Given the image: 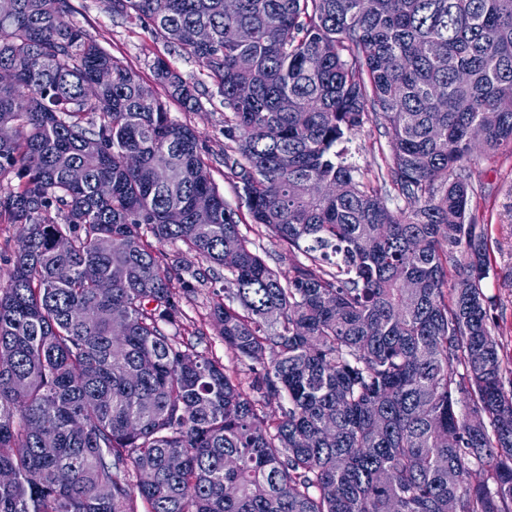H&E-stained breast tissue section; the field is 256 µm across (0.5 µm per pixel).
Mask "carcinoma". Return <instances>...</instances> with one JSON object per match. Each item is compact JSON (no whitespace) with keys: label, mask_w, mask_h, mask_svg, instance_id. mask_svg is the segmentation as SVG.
<instances>
[{"label":"carcinoma","mask_w":512,"mask_h":512,"mask_svg":"<svg viewBox=\"0 0 512 512\" xmlns=\"http://www.w3.org/2000/svg\"><path fill=\"white\" fill-rule=\"evenodd\" d=\"M8 3L0 223L20 232L0 285V512H512V367L464 166L486 112L485 153L512 145V0H107L215 81L241 203L306 258L286 274L168 111L198 106L193 84L158 57L160 97L66 21L70 0ZM373 120L391 147L376 186L336 151ZM228 240L210 318L258 400L203 336L166 332ZM165 244L209 263L180 293Z\"/></svg>","instance_id":"1"}]
</instances>
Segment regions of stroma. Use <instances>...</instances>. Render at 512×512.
<instances>
[{"label": "stroma", "mask_w": 512, "mask_h": 512, "mask_svg": "<svg viewBox=\"0 0 512 512\" xmlns=\"http://www.w3.org/2000/svg\"><path fill=\"white\" fill-rule=\"evenodd\" d=\"M70 4L69 22L132 67L145 82H153L152 62L161 57L196 85L199 108L188 111L172 102L168 109L176 120L196 131L212 180L226 202L239 206L236 180L224 168V105L212 79L193 58L156 37L147 24L131 25L113 16L103 0H70ZM344 147L349 162L369 178L390 154L389 134L384 125L371 121L355 131ZM470 170L474 191L471 213L475 222L486 229L490 271L483 290L493 304L495 334L503 343L505 353L512 356V147L494 155H475ZM240 229L256 243L269 265L289 270L294 258L287 245L266 229L252 224L249 214H242ZM211 296V290L205 289L184 303L186 327L202 332L208 353L219 358L228 369L243 371L244 363L225 346L209 318Z\"/></svg>", "instance_id": "35a3bbf8"}]
</instances>
